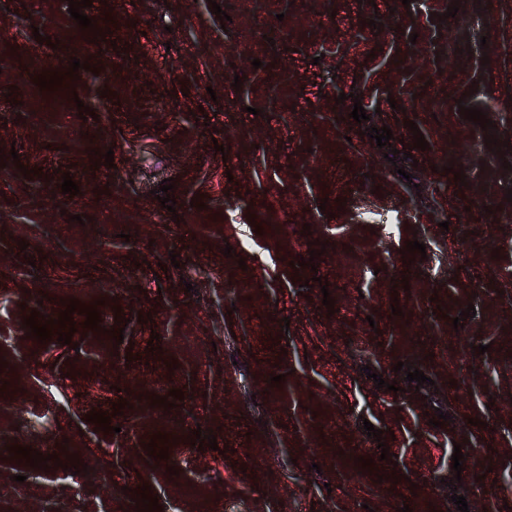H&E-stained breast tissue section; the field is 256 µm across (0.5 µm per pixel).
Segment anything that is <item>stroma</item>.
Segmentation results:
<instances>
[{
	"instance_id": "obj_1",
	"label": "stroma",
	"mask_w": 512,
	"mask_h": 512,
	"mask_svg": "<svg viewBox=\"0 0 512 512\" xmlns=\"http://www.w3.org/2000/svg\"><path fill=\"white\" fill-rule=\"evenodd\" d=\"M85 13L117 25L101 40L79 32L68 0H0V148L20 159L0 168V360L23 384L0 393V512H136L145 484L163 512H399L424 501L453 512L455 494L470 512H505L512 150L490 151L458 109H482L490 134L512 141V0H93ZM75 58L102 65L72 84L95 118L33 108L36 75ZM352 92L371 126L391 128L392 146L411 145L403 172L361 135ZM417 130L428 150L414 148ZM98 151L113 152V166L92 169ZM26 168L44 175L24 178ZM66 171L77 196L60 189ZM170 178L171 211L153 195ZM413 239L426 256L406 275ZM316 242L324 254L300 266ZM315 277L328 290L309 286ZM404 278L408 290L393 291ZM70 298L100 301L102 329L125 318L123 343L81 327L72 344L31 347L26 311L46 316ZM400 361L428 384L394 372ZM179 388L173 409L150 404ZM124 401L120 432L85 422ZM435 411L444 426L429 425ZM368 422L382 438L367 437ZM197 429L217 449L191 447ZM158 432L179 438L169 460L146 451ZM15 444L78 454L87 469L28 470L2 454ZM361 456L376 470L359 471Z\"/></svg>"
}]
</instances>
